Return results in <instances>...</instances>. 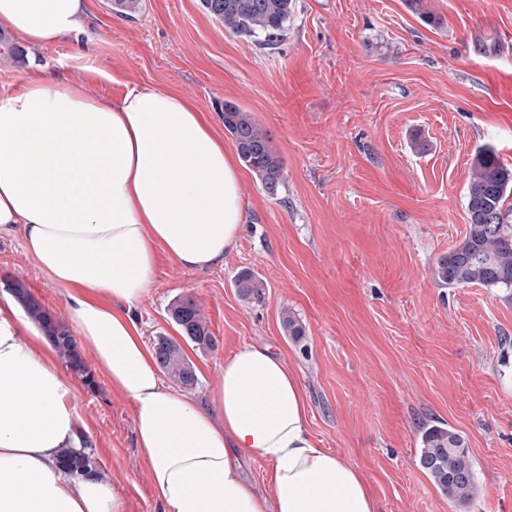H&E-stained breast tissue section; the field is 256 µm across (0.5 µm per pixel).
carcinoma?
Returning <instances> with one entry per match:
<instances>
[{
  "instance_id": "cac0c4a2",
  "label": "carcinoma",
  "mask_w": 512,
  "mask_h": 512,
  "mask_svg": "<svg viewBox=\"0 0 512 512\" xmlns=\"http://www.w3.org/2000/svg\"><path fill=\"white\" fill-rule=\"evenodd\" d=\"M204 9L230 33L257 37L266 45L277 44L288 29L293 0H201ZM142 0H108L110 10L123 17L140 11ZM224 129L233 138L244 165L267 193L275 195L283 182V163L273 150L266 132L250 112L232 101H224ZM512 195V167L502 163L490 146L477 149L466 188L467 231L463 240L442 256L434 269V278L450 288L477 284L485 288L512 291V206L505 205ZM238 296L248 302H260L267 283L251 270L241 271L234 282ZM12 292L24 305L30 318L40 326L58 355L66 361L89 388L96 386L77 341L67 327L55 319L20 282ZM170 315L180 326L183 337L199 348L213 343L208 322L191 298L175 301ZM282 326L297 340L305 335L302 322L290 311L282 313ZM155 358L170 381L178 387L194 384L196 377L181 346L161 336L155 343ZM60 464L64 474L90 473L96 462L90 452L78 454L65 450ZM419 464L433 483L460 504L471 502L477 494L472 457L458 431L445 424L426 427L421 435Z\"/></svg>"
}]
</instances>
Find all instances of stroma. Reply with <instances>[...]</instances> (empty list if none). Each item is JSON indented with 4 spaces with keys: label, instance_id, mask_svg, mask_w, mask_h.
<instances>
[{
    "label": "stroma",
    "instance_id": "stroma-1",
    "mask_svg": "<svg viewBox=\"0 0 512 512\" xmlns=\"http://www.w3.org/2000/svg\"><path fill=\"white\" fill-rule=\"evenodd\" d=\"M295 0L280 43L228 33L201 0H143L135 18L88 0L84 30L24 62L0 54V95L57 75L93 97L174 89L223 130L225 101L253 113L284 163L269 196L242 170L245 229L223 264L204 270L158 253L135 310L147 345L180 342L210 406L224 361L269 347L295 372L319 447L357 465L379 512H512V294L445 288L433 269L463 239L466 185L478 147L512 167V0ZM427 148L411 150L412 137ZM260 275L262 303L234 280ZM22 282L59 321L65 291L0 240V300ZM200 306L214 345L183 341L169 315ZM306 328L292 340L283 310ZM74 379V402L124 512H158L135 443L134 408L104 376ZM466 438L477 498L449 503L419 464L424 427ZM238 296L248 302H261L266 294L267 283L250 270L241 271L234 282Z\"/></svg>",
    "mask_w": 512,
    "mask_h": 512
}]
</instances>
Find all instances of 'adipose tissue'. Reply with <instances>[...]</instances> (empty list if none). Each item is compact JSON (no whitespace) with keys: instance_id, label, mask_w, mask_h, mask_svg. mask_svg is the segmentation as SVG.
I'll list each match as a JSON object with an SVG mask.
<instances>
[{"instance_id":"ef3b65f1","label":"adipose tissue","mask_w":512,"mask_h":512,"mask_svg":"<svg viewBox=\"0 0 512 512\" xmlns=\"http://www.w3.org/2000/svg\"><path fill=\"white\" fill-rule=\"evenodd\" d=\"M86 0H0V29L33 48L78 31ZM240 172L183 96L120 101L52 75L0 99V238L65 290L70 325L113 392L134 407L136 445L160 512H378L357 466L317 447L294 372L247 344L224 362L211 407L164 385L132 315L156 256L202 270L244 225ZM74 386L12 301L0 304V512H124L105 469L65 475L87 448ZM259 457L263 484L243 473Z\"/></svg>"}]
</instances>
